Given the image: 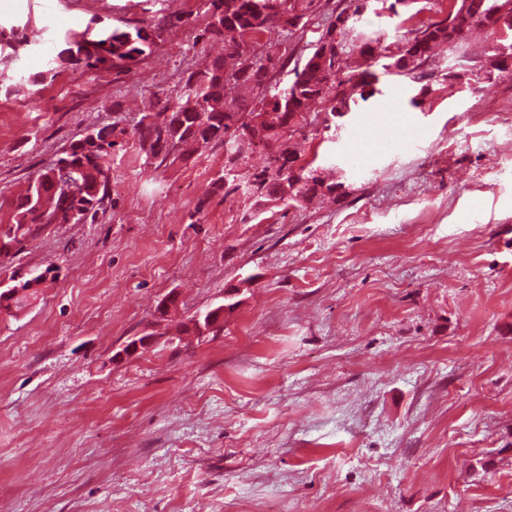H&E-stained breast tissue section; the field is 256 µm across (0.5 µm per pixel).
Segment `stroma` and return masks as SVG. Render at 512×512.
<instances>
[{"label": "stroma", "instance_id": "stroma-1", "mask_svg": "<svg viewBox=\"0 0 512 512\" xmlns=\"http://www.w3.org/2000/svg\"><path fill=\"white\" fill-rule=\"evenodd\" d=\"M94 18L159 31L154 54L49 68ZM205 22L202 0H0V223L71 142L174 99L221 50L194 43ZM372 71L378 95L302 144L340 201L245 224L212 189L222 142L163 161L129 140L93 220L0 267L48 273L0 316V512H512V80L442 81L415 109L416 84ZM401 121L407 146L353 158V130ZM241 283L217 335L113 363L168 293L180 321ZM40 284H41V282L38 284H32L30 288H21L19 285L15 288H9L8 286L4 287L6 285L5 281L1 280L0 281V287H1L0 292H3L8 297H12V299L23 298V302L25 303V305L22 308H16L13 305H7V303L4 302L3 303L4 307L1 308V306H0V314L1 315H5V314L18 315L23 312H26L29 308H31L33 305H35L37 303V301L39 300L40 289L37 287Z\"/></svg>", "mask_w": 512, "mask_h": 512}]
</instances>
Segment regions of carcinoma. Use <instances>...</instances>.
Listing matches in <instances>:
<instances>
[{
    "label": "carcinoma",
    "mask_w": 512,
    "mask_h": 512,
    "mask_svg": "<svg viewBox=\"0 0 512 512\" xmlns=\"http://www.w3.org/2000/svg\"><path fill=\"white\" fill-rule=\"evenodd\" d=\"M371 0H349V6L327 15L318 25L317 37L303 47L289 44L282 50L258 52L252 40L265 33L286 36L305 31L316 15V0H206L210 21L194 42L224 41V56L214 57L201 69L189 73L181 93L159 112L143 115L133 134L140 149L158 157L179 158L188 144L221 140L228 146L242 135L247 147L224 154L223 173L214 189L224 191L243 206L242 221L278 205L306 209L320 198L341 200L343 182L325 176L324 168L313 165L298 150L305 133L292 129L294 119L309 115V125L342 118L354 100L339 79L344 59L355 56L364 67L360 77L380 57L389 59L384 69L390 74L421 84L409 104L429 95L440 80L465 82L481 79L483 67L463 72L438 74L433 53L437 46L456 49L467 34L481 26L512 38V22L498 26L501 12L512 15V0H450L448 14L440 22L424 23L411 13L412 22L403 38L385 45L378 37L356 30V17ZM156 40L142 26L91 31L68 38L53 63H68L89 69L109 70L140 63L155 51ZM295 59L293 79L283 83L290 59ZM493 74L512 79V50L505 54L494 48L490 59ZM268 106L274 113L269 131L252 124V115ZM100 143L92 149L74 141L62 156L41 170L13 202L11 222L0 223V248L19 247L54 224H82L95 217L108 195L112 168L108 158L127 128L114 122L95 130ZM264 147L263 162L251 164L255 147ZM68 163L84 171V190L74 193L58 187Z\"/></svg>",
    "instance_id": "obj_1"
}]
</instances>
